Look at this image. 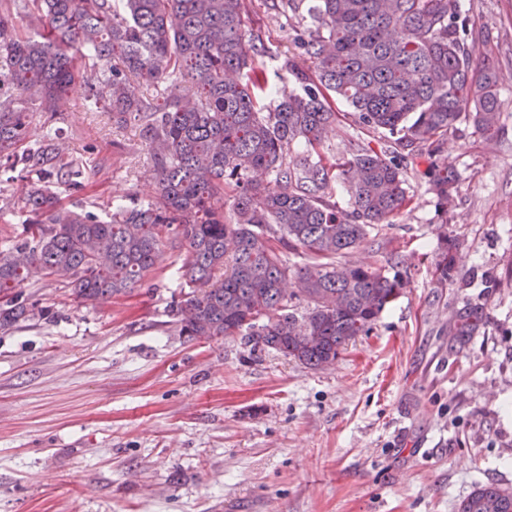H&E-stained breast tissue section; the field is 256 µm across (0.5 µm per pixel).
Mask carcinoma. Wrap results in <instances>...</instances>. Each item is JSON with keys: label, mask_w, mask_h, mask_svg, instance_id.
I'll use <instances>...</instances> for the list:
<instances>
[{"label": "carcinoma", "mask_w": 512, "mask_h": 512, "mask_svg": "<svg viewBox=\"0 0 512 512\" xmlns=\"http://www.w3.org/2000/svg\"><path fill=\"white\" fill-rule=\"evenodd\" d=\"M243 0H0V174L21 182L25 237L0 247V331L39 320L45 308L21 290L32 270L67 281L79 302L130 293L173 237L188 289L171 312L190 340L242 336L313 370L366 335L406 287L405 254L386 265L341 258L376 224L409 204L404 150L433 153L464 117L501 130L496 76L478 62L459 0H310L311 26L291 27L295 52L279 78L299 92L277 98L256 57L263 41L242 22ZM28 24L17 23L20 13ZM89 104L133 121L158 179L154 201L112 205L102 217L60 192H84L93 169L68 156L29 101L57 112L67 86ZM189 80L192 90L168 92ZM353 122L386 133L377 153L356 144L323 150L336 98ZM296 141L303 152L290 155ZM272 176L273 184L253 174ZM347 199L335 200L337 183ZM444 205L448 170L431 177ZM234 199L233 215L224 199ZM455 239L439 237L437 280L453 278ZM305 259L288 283L284 252ZM304 300L300 313L292 300ZM483 308L456 311L448 350L485 324ZM306 326L316 345L297 337ZM458 512H512V491L476 488Z\"/></svg>", "instance_id": "1"}]
</instances>
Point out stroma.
Segmentation results:
<instances>
[{
	"mask_svg": "<svg viewBox=\"0 0 512 512\" xmlns=\"http://www.w3.org/2000/svg\"><path fill=\"white\" fill-rule=\"evenodd\" d=\"M498 79L502 129L461 121L438 153L409 156L408 208L345 261L406 255L408 284L369 334L311 370L241 338L191 341L171 314L183 290L166 245L125 296L75 302L60 281L24 285L47 318L0 333V512H457L476 486L512 488V0H460ZM246 28L275 74L291 55L276 0H245ZM325 140L378 150L344 101ZM50 121L69 156L98 161L79 200L153 199L149 148L73 86ZM455 176L441 206L432 172ZM456 239L453 281L432 265L439 232ZM491 276L487 288L481 276ZM483 329L448 348L464 302Z\"/></svg>",
	"mask_w": 512,
	"mask_h": 512,
	"instance_id": "obj_1",
	"label": "stroma"
}]
</instances>
